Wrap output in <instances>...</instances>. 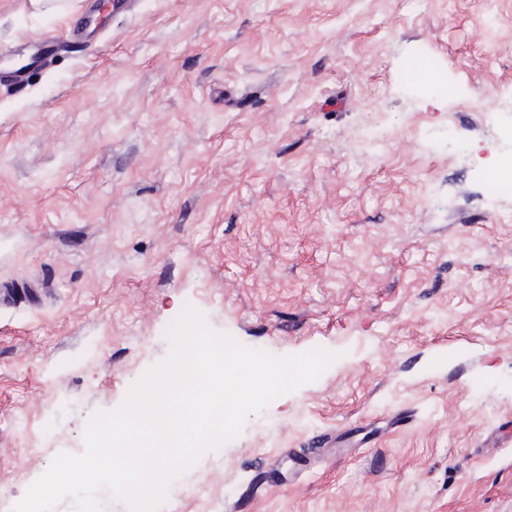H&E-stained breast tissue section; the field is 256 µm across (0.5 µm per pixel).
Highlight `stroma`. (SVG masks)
Wrapping results in <instances>:
<instances>
[{"instance_id":"1","label":"stroma","mask_w":512,"mask_h":512,"mask_svg":"<svg viewBox=\"0 0 512 512\" xmlns=\"http://www.w3.org/2000/svg\"><path fill=\"white\" fill-rule=\"evenodd\" d=\"M0 0V68L94 0ZM0 84V501L172 352L338 356L159 512H512V0H131ZM439 66L453 97L401 75Z\"/></svg>"}]
</instances>
